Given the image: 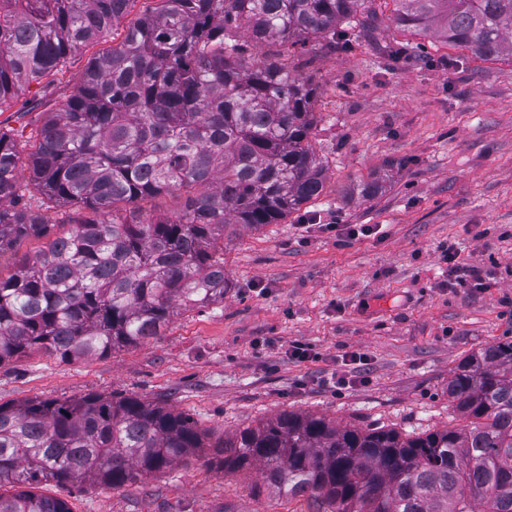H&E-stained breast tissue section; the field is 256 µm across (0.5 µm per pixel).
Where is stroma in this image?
I'll return each instance as SVG.
<instances>
[{
    "label": "stroma",
    "mask_w": 512,
    "mask_h": 512,
    "mask_svg": "<svg viewBox=\"0 0 512 512\" xmlns=\"http://www.w3.org/2000/svg\"><path fill=\"white\" fill-rule=\"evenodd\" d=\"M157 0H130L109 35L0 106L27 167L46 113L89 61ZM372 0L345 48L309 38L285 61L317 88L311 141L322 196L276 224L224 232L223 301L178 312L160 336L66 362L43 352L0 365V403L133 395L189 416L210 439L282 411L419 434L460 424L448 377L461 359L512 341V58L484 59L394 21ZM379 177L377 194L361 189ZM340 224H367L347 238ZM480 287L452 283L448 246ZM304 347L307 361L289 357ZM370 358L363 384L330 385L342 355ZM257 472L190 458L144 483L67 485L71 512H308L306 500L250 499Z\"/></svg>",
    "instance_id": "stroma-1"
}]
</instances>
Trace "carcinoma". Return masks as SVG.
Listing matches in <instances>:
<instances>
[{
  "instance_id": "1",
  "label": "carcinoma",
  "mask_w": 512,
  "mask_h": 512,
  "mask_svg": "<svg viewBox=\"0 0 512 512\" xmlns=\"http://www.w3.org/2000/svg\"><path fill=\"white\" fill-rule=\"evenodd\" d=\"M394 21L482 57L512 56V0H395ZM129 0H0V105L104 38ZM365 0H159L91 59L47 113L27 173L0 128V252L46 240L0 276V365L64 361L162 333L180 309L224 299V228L277 224L323 193L311 135L316 88L248 46L329 47ZM25 178L46 208L77 206L64 235L15 207ZM180 200L175 218L142 203ZM112 214V220L103 219ZM448 398L464 424L418 435L284 411L212 445L190 417L138 397L0 404V512H71L44 485L142 482L212 447L204 465L256 470L254 496L309 512H512V341L463 358Z\"/></svg>"
}]
</instances>
